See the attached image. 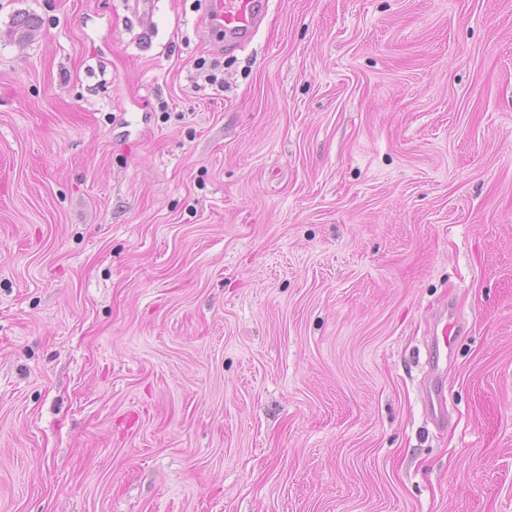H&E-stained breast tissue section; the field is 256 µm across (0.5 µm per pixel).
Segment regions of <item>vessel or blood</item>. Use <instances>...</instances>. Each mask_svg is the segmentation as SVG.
I'll list each match as a JSON object with an SVG mask.
<instances>
[{
    "mask_svg": "<svg viewBox=\"0 0 512 512\" xmlns=\"http://www.w3.org/2000/svg\"><path fill=\"white\" fill-rule=\"evenodd\" d=\"M269 6L270 0H209L208 29L214 34L252 39Z\"/></svg>",
    "mask_w": 512,
    "mask_h": 512,
    "instance_id": "1",
    "label": "vessel or blood"
}]
</instances>
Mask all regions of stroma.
Wrapping results in <instances>:
<instances>
[{
    "instance_id": "1",
    "label": "stroma",
    "mask_w": 512,
    "mask_h": 512,
    "mask_svg": "<svg viewBox=\"0 0 512 512\" xmlns=\"http://www.w3.org/2000/svg\"><path fill=\"white\" fill-rule=\"evenodd\" d=\"M205 9L0 0V512H512V0ZM207 25L211 33L224 32V38L252 39L257 33L270 0H209ZM223 62L212 59L211 61L207 62L206 60H201L196 63L195 65V81L194 83L201 87L202 85L199 84V80L204 81L205 84L208 85H216L221 86L224 84V79L218 78L217 72L220 71L221 67H223Z\"/></svg>"
}]
</instances>
